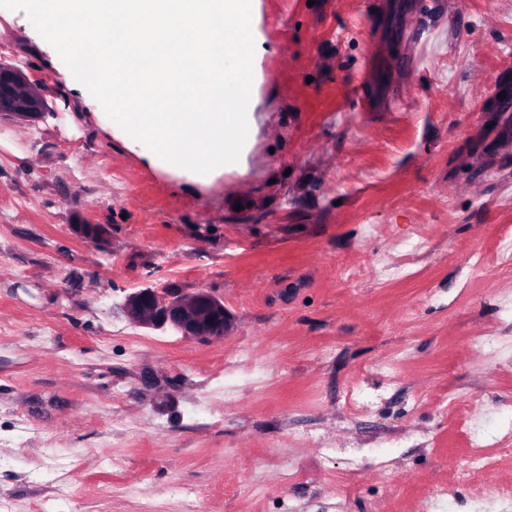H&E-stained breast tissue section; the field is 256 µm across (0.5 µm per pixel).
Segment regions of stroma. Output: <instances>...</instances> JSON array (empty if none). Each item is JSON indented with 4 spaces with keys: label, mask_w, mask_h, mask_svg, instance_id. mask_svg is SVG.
Instances as JSON below:
<instances>
[{
    "label": "stroma",
    "mask_w": 512,
    "mask_h": 512,
    "mask_svg": "<svg viewBox=\"0 0 512 512\" xmlns=\"http://www.w3.org/2000/svg\"><path fill=\"white\" fill-rule=\"evenodd\" d=\"M261 12L246 170L191 186L0 7L48 104L0 112L9 512H512L471 462L512 438V0ZM145 284L222 298L223 340L129 322Z\"/></svg>",
    "instance_id": "1"
}]
</instances>
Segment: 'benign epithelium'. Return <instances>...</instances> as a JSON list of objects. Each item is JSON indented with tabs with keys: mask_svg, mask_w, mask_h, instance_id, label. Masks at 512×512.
I'll list each match as a JSON object with an SVG mask.
<instances>
[{
	"mask_svg": "<svg viewBox=\"0 0 512 512\" xmlns=\"http://www.w3.org/2000/svg\"><path fill=\"white\" fill-rule=\"evenodd\" d=\"M20 75L15 66L0 61V92L6 94ZM125 316L150 329L171 327L185 338L222 341L227 323L224 301L206 290L192 294L145 286L128 293L122 304Z\"/></svg>",
	"mask_w": 512,
	"mask_h": 512,
	"instance_id": "benign-epithelium-1",
	"label": "benign epithelium"
}]
</instances>
